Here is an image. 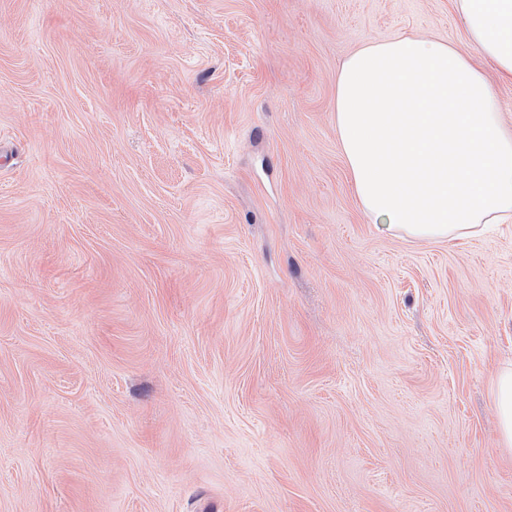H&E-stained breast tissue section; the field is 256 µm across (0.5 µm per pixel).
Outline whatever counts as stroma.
<instances>
[{"mask_svg": "<svg viewBox=\"0 0 512 512\" xmlns=\"http://www.w3.org/2000/svg\"><path fill=\"white\" fill-rule=\"evenodd\" d=\"M453 0H0V512H512V223H368L337 71ZM494 407L500 421L501 448L512 447V370L501 371L495 380Z\"/></svg>", "mask_w": 512, "mask_h": 512, "instance_id": "35a3bbf8", "label": "stroma"}]
</instances>
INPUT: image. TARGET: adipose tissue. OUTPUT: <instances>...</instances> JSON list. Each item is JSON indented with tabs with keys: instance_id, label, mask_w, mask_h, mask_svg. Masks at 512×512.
Returning a JSON list of instances; mask_svg holds the SVG:
<instances>
[{
	"instance_id": "adipose-tissue-1",
	"label": "adipose tissue",
	"mask_w": 512,
	"mask_h": 512,
	"mask_svg": "<svg viewBox=\"0 0 512 512\" xmlns=\"http://www.w3.org/2000/svg\"><path fill=\"white\" fill-rule=\"evenodd\" d=\"M468 41L512 80V0H455ZM336 133L372 224L428 240L512 220V129L471 57L402 34L359 48L336 79Z\"/></svg>"
}]
</instances>
